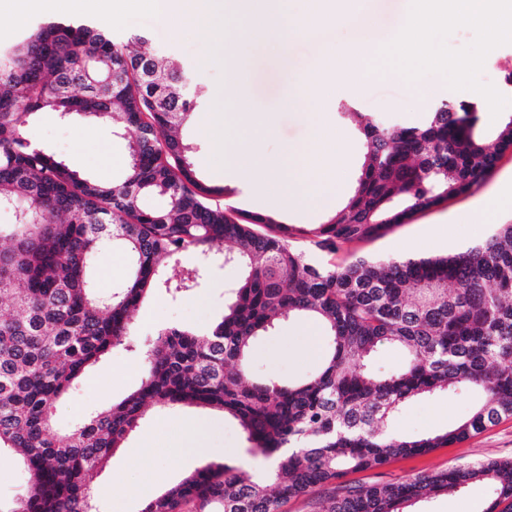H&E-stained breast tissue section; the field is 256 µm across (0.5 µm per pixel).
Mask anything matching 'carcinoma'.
<instances>
[{
	"mask_svg": "<svg viewBox=\"0 0 512 512\" xmlns=\"http://www.w3.org/2000/svg\"><path fill=\"white\" fill-rule=\"evenodd\" d=\"M205 101L193 70L135 35L115 41L91 21L37 23L0 50V455L19 457L27 494L0 512H93L89 475L155 405H192L237 420L251 450L270 461L258 476L207 462L149 500L142 512H283L288 501L336 483L325 512H404L483 481L496 494L484 512H512V459L462 464L400 483L346 485L344 472L377 469L481 433L512 417V223L437 258L353 256L318 260L401 224L413 212L478 187L512 150V117L487 138L475 102H441L421 124H390L356 111L363 158L352 193L321 224L297 232L270 216L211 203L228 188L205 185L196 147L180 135ZM112 124L125 139L123 176L104 181L35 144L30 119ZM160 204L148 207L144 200ZM308 246L297 247L292 238ZM128 258L122 285L103 294L94 257L103 241ZM191 251L199 262L170 278ZM220 257L241 280L205 332L166 327L142 353L138 388L64 432L53 408L118 346L132 347V313L148 295L195 291ZM321 321L320 370L283 385L254 380V342L287 317ZM406 361L376 373L382 345ZM478 393L471 413L438 434L403 437L389 422L409 400Z\"/></svg>",
	"mask_w": 512,
	"mask_h": 512,
	"instance_id": "1",
	"label": "carcinoma"
}]
</instances>
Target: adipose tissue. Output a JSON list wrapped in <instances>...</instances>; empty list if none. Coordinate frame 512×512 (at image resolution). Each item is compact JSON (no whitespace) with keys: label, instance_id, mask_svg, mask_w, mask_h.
<instances>
[{"label":"adipose tissue","instance_id":"obj_1","mask_svg":"<svg viewBox=\"0 0 512 512\" xmlns=\"http://www.w3.org/2000/svg\"><path fill=\"white\" fill-rule=\"evenodd\" d=\"M275 120L271 112L225 113V125L235 131L234 137L222 140L225 170L246 181L251 195L258 198L291 183L299 188L298 202L313 200L322 207L335 204L341 190L339 172L348 162L347 155L289 145L280 156L268 157L260 148L257 135Z\"/></svg>","mask_w":512,"mask_h":512}]
</instances>
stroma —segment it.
I'll list each match as a JSON object with an SVG mask.
<instances>
[{"mask_svg":"<svg viewBox=\"0 0 512 512\" xmlns=\"http://www.w3.org/2000/svg\"><path fill=\"white\" fill-rule=\"evenodd\" d=\"M406 8L407 0H358L354 24L334 26L314 40L274 48L242 40L233 50L238 60L233 69L221 62L203 64L202 58L214 41L210 33L175 27L160 17L133 21L125 29L113 31L112 37L122 41L132 33L147 34L155 48L178 57L201 77L208 97L194 121L183 126L182 135L197 149L200 179L208 185L230 188V195L216 196V203L229 204L249 215H270L281 224L303 227L323 223L326 211L281 206L273 198L263 205L249 201L246 185L221 173L223 158L217 150L218 134L203 133L202 127L221 122L218 97L225 84L236 82L245 95L243 111L277 115L275 123L260 135L261 146L268 156H279L288 144L300 147L316 139H328L332 150L349 156L343 182L346 188H353L363 150L353 123L337 110L340 101L354 100L359 111L388 121L417 124L435 103L479 98L473 91L449 89L443 78L435 74L420 79L416 91L396 74L353 84L344 82L338 69L313 74L315 60L328 50H335L343 58L351 46L372 48L380 37L392 33ZM308 76L326 94L321 112L316 116L311 115L310 105L291 109L284 104L289 88ZM31 129L40 144L97 178L112 181L125 171L128 162L125 142L109 127L70 124L56 113L45 111L33 118ZM507 174H512V151L502 155L492 175L481 186L416 212L375 238L344 246L337 251L336 261L354 255L383 259L438 257L466 249L479 239L475 231L476 224L483 221L477 207L479 200ZM239 280L238 268L215 262L208 267L194 294L178 299L165 294L152 297L133 314L139 340L152 342L169 325L207 330L221 315ZM306 326L305 319L291 317L281 321L270 334L258 338L250 362L253 378L274 377L288 384L315 374L323 358L308 348ZM141 375L140 352L121 346L113 349L89 378L77 385L69 400L56 405L53 414L58 428L69 429L84 415L121 401L136 388ZM473 403L470 397L414 400L394 417L391 428L404 436L433 434L467 417ZM195 427L206 435V455L196 454L182 445L187 431ZM148 439L154 442L155 448L145 456L140 449ZM227 456L245 470L259 472L268 466L267 460L250 453L241 428L221 411L196 407L149 409L123 447L94 475L95 508L97 512H141L147 501L177 484L205 461L216 462ZM508 458H512V418L500 420L475 437L431 453L397 458L376 470L347 473L344 481L352 485H382L465 462ZM490 500V487L475 482L464 492L416 503L414 509L415 512H484Z\"/></svg>","mask_w":512,"mask_h":512,"instance_id":"1","label":"stroma"}]
</instances>
